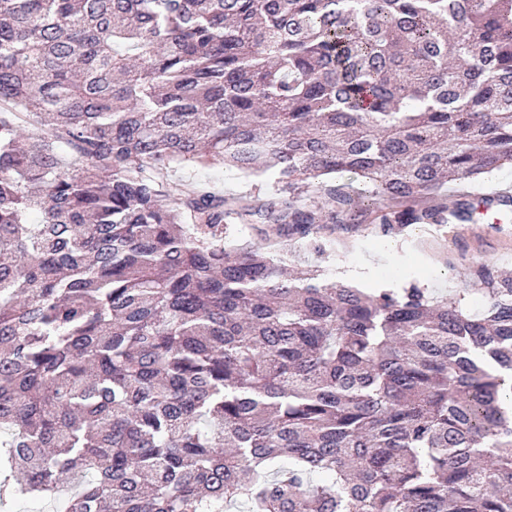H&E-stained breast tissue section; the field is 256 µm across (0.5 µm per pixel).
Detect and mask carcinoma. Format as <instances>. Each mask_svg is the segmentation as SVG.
<instances>
[{"instance_id":"obj_1","label":"carcinoma","mask_w":512,"mask_h":512,"mask_svg":"<svg viewBox=\"0 0 512 512\" xmlns=\"http://www.w3.org/2000/svg\"><path fill=\"white\" fill-rule=\"evenodd\" d=\"M506 165L512 0H0V512H512V276L288 275ZM173 169L166 174L167 182L173 188H180L192 182L209 181L225 195L245 194L254 190V181L242 178L222 167L203 168L194 164H181Z\"/></svg>"}]
</instances>
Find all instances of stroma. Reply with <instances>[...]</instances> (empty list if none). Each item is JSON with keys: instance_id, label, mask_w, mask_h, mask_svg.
I'll return each mask as SVG.
<instances>
[{"instance_id": "obj_1", "label": "stroma", "mask_w": 512, "mask_h": 512, "mask_svg": "<svg viewBox=\"0 0 512 512\" xmlns=\"http://www.w3.org/2000/svg\"><path fill=\"white\" fill-rule=\"evenodd\" d=\"M166 179L176 188L208 181L227 195L254 189L253 181L221 167L182 164ZM480 263L512 271V220L408 229L393 236L373 228L350 236L339 232L331 237L323 257L304 251L296 261L302 269L319 266L323 279H345L362 288L396 289L418 281L438 299L453 297Z\"/></svg>"}]
</instances>
